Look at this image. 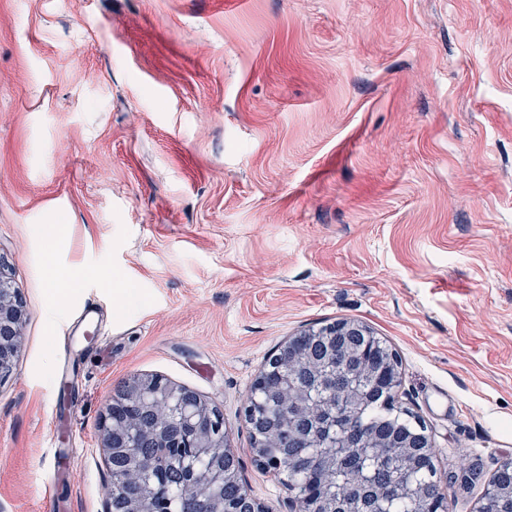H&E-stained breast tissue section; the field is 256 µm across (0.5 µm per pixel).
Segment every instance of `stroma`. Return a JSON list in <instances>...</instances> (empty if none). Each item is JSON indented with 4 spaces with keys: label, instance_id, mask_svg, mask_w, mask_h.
Listing matches in <instances>:
<instances>
[{
    "label": "stroma",
    "instance_id": "35a3bbf8",
    "mask_svg": "<svg viewBox=\"0 0 512 512\" xmlns=\"http://www.w3.org/2000/svg\"><path fill=\"white\" fill-rule=\"evenodd\" d=\"M0 266L25 308L0 512H108L99 423L143 375L215 402L251 496L290 512L246 396L338 320L399 354L439 473L461 446L490 478L512 456V0H0ZM108 277L144 302L119 314ZM89 305L102 338L67 348Z\"/></svg>",
    "mask_w": 512,
    "mask_h": 512
}]
</instances>
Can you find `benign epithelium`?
Listing matches in <instances>:
<instances>
[{"mask_svg":"<svg viewBox=\"0 0 512 512\" xmlns=\"http://www.w3.org/2000/svg\"><path fill=\"white\" fill-rule=\"evenodd\" d=\"M24 305L18 292L12 287L9 277L0 268V381L8 378L16 368L20 349V329L24 322ZM363 337L370 344L377 336L365 324L356 321H336L318 328L307 329L283 343L273 357L272 365L284 376H295L300 370L313 369L314 359H301L304 349L316 344L332 345L333 351L351 354L356 338ZM357 366L344 365L320 375L316 389L300 387L302 397L288 394L285 402L294 413L274 428L281 448L304 449L303 460L314 465L324 461L325 445L307 435L301 426L309 407L319 396L339 402L346 411L357 400L352 377ZM151 419L145 426L144 420ZM178 424L177 446L182 454L202 456L211 449H223L228 434L224 429V416L211 400L183 386L162 378L140 377L125 384L107 404L100 422L102 449L106 460H112L117 448H131L143 439L150 438L158 447H166L169 429ZM379 448H393L395 453L388 457L393 469L405 468L407 445L369 434L353 443L343 439L336 444L334 452L343 459L353 453L364 464L346 471L340 483L327 486L319 496L300 499L295 489L287 488L292 495L291 503L296 512H339L343 486H362L370 482L371 473L365 462L370 460ZM159 469L150 464L134 463L125 469L118 487L126 499L125 512H163V485L158 483ZM186 512H224V465L213 466L194 476L186 485Z\"/></svg>","mask_w":512,"mask_h":512,"instance_id":"obj_1","label":"benign epithelium"}]
</instances>
